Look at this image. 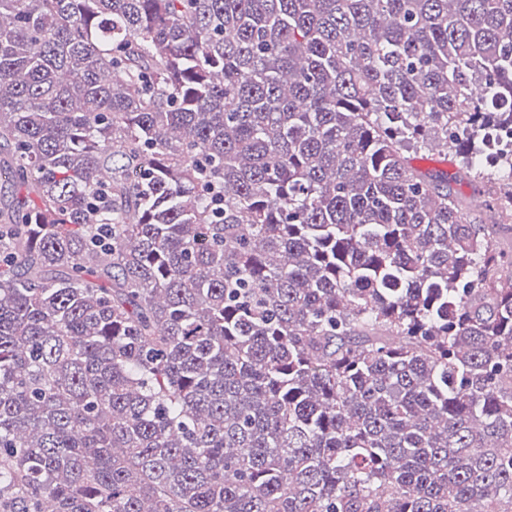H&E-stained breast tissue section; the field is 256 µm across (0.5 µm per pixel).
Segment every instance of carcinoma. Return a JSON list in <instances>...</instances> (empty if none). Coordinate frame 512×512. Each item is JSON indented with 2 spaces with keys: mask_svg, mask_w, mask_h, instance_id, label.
Here are the masks:
<instances>
[{
  "mask_svg": "<svg viewBox=\"0 0 512 512\" xmlns=\"http://www.w3.org/2000/svg\"><path fill=\"white\" fill-rule=\"evenodd\" d=\"M509 120L512 0H0V512H512ZM408 154L413 158V164L424 169L445 170L454 172L456 159L448 150L409 149Z\"/></svg>",
  "mask_w": 512,
  "mask_h": 512,
  "instance_id": "1",
  "label": "carcinoma"
}]
</instances>
